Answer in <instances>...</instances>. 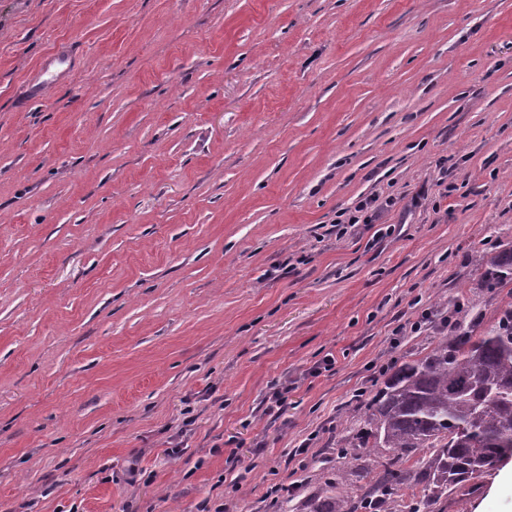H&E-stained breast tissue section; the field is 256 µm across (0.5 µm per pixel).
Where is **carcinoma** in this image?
<instances>
[{
    "mask_svg": "<svg viewBox=\"0 0 512 512\" xmlns=\"http://www.w3.org/2000/svg\"><path fill=\"white\" fill-rule=\"evenodd\" d=\"M512 286V242L481 261L477 287ZM364 427L337 449L357 460L388 451L366 468L367 486L336 472L301 512H435L479 494L482 479L512 458V302L479 335L458 326L422 356L389 369L365 408Z\"/></svg>",
    "mask_w": 512,
    "mask_h": 512,
    "instance_id": "1",
    "label": "carcinoma"
}]
</instances>
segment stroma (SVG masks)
Wrapping results in <instances>:
<instances>
[{"label":"stroma","instance_id":"obj_1","mask_svg":"<svg viewBox=\"0 0 512 512\" xmlns=\"http://www.w3.org/2000/svg\"><path fill=\"white\" fill-rule=\"evenodd\" d=\"M509 241L512 0H0V512H298Z\"/></svg>","mask_w":512,"mask_h":512}]
</instances>
